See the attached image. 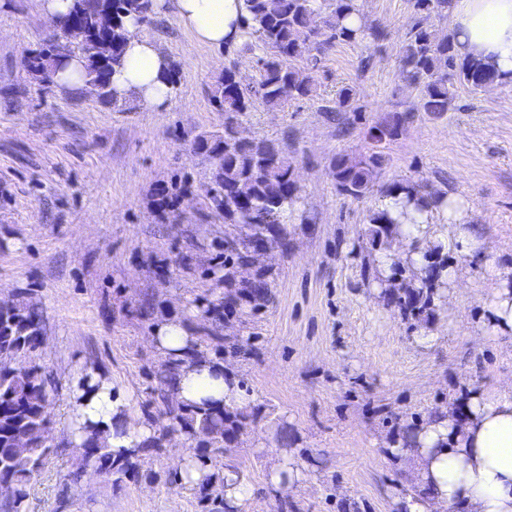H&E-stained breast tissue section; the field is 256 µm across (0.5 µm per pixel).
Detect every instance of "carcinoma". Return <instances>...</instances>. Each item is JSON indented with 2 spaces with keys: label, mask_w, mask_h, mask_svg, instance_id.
<instances>
[{
  "label": "carcinoma",
  "mask_w": 512,
  "mask_h": 512,
  "mask_svg": "<svg viewBox=\"0 0 512 512\" xmlns=\"http://www.w3.org/2000/svg\"><path fill=\"white\" fill-rule=\"evenodd\" d=\"M93 0H73L68 12L70 25L50 35L33 53L31 76L42 85L39 69L56 68L51 55L56 39L71 42L84 60L86 83L99 88L98 99L116 111L124 110L126 100L114 96L111 74L121 65L125 41V22L129 18L151 24L152 0H105L117 18L110 29L100 27ZM451 0H414L418 18L411 27L401 60L405 82L420 91L418 110L440 115L449 110L457 86L483 89L498 76L482 65L462 59L454 51L453 37L439 38L428 25L431 15L449 10ZM246 12L243 33L255 42H246L242 51L260 47L266 54L258 58L261 78L255 84L243 85L235 69L227 67L213 88L212 100L224 112V135L197 142V148L215 161L211 178L205 186L213 208L224 214V223L239 224L253 235L264 237L281 231L288 209L298 199L293 163L280 145L263 139H244L238 135L239 118L256 105L278 108L290 100L311 95L313 76L299 77L290 61L316 50L323 52L338 42H356L370 37L383 38L377 28L346 24L360 13L358 0H244ZM383 157L372 152L358 158L342 155L336 158L332 173L339 192L360 199L368 194L380 173ZM244 239L224 236V287L234 293L224 296V304L208 305L207 312L230 317L242 302L256 307L264 305L270 295L269 275L255 271L248 280H236L237 268L249 261ZM42 321L35 311H24L13 305L0 309V356H16L19 365L0 370V480L15 484L20 496L0 502V512H26V487L41 471L50 454L40 441L22 444L26 434L41 437L49 433L50 413L44 406L47 387L51 383L40 366L25 361L43 340ZM177 375L174 363H166L159 373L160 390L172 389ZM165 428L181 429L200 439L201 448L195 458L209 473L200 485V503L206 508L224 502V476L221 473L224 449L219 444L246 422L240 412L223 413L182 410L167 404ZM83 453L76 469L69 474L74 481L84 476L121 480L134 475L136 463L116 460L102 432L92 426L83 427Z\"/></svg>",
  "instance_id": "1"
}]
</instances>
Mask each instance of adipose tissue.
Returning a JSON list of instances; mask_svg holds the SVG:
<instances>
[{
    "instance_id": "adipose-tissue-1",
    "label": "adipose tissue",
    "mask_w": 512,
    "mask_h": 512,
    "mask_svg": "<svg viewBox=\"0 0 512 512\" xmlns=\"http://www.w3.org/2000/svg\"><path fill=\"white\" fill-rule=\"evenodd\" d=\"M157 7L174 15L197 44L222 47L241 41L243 0H157ZM449 13L457 55L476 59L512 82V0H452ZM170 69L156 41L127 20L123 62L111 75L115 95L150 108L162 106L173 95ZM379 208L394 220L415 267L426 263L420 246L435 239V215L448 224L456 252L478 254L480 242L466 224L468 204L460 197L434 199L399 188L382 198ZM194 341L178 321L154 330L159 354L179 365L173 400L186 409L232 405L247 410L248 398L232 370L189 357ZM70 416L74 446H82V427L89 423L103 430L114 454L124 457L138 454L153 433L147 423L133 420L129 393L96 374H75ZM393 450L411 458L420 486L419 495L400 499L401 512H444L454 505L464 512H512V393L494 387L470 393L419 423Z\"/></svg>"
}]
</instances>
